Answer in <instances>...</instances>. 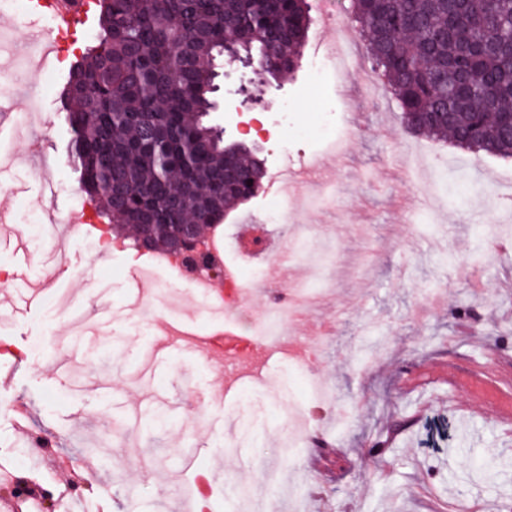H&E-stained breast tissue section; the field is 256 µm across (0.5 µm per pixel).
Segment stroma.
I'll list each match as a JSON object with an SVG mask.
<instances>
[{
	"label": "stroma",
	"instance_id": "stroma-1",
	"mask_svg": "<svg viewBox=\"0 0 512 512\" xmlns=\"http://www.w3.org/2000/svg\"><path fill=\"white\" fill-rule=\"evenodd\" d=\"M320 37L312 24L300 68L271 86L265 112L289 110L288 132L271 130L255 147L266 173L278 164L273 147L288 142V162L321 158L318 181L288 202V214L266 208L276 190L259 193L223 224L224 261L247 272L251 309L266 307L269 251H288V285L311 289L313 304L294 325L297 342L329 328L330 337L308 374H288L270 364L253 390L260 446L225 447L235 422V398L225 397L217 370L195 356L166 349L156 322L222 329L228 315L209 311L190 284L176 297L163 287L169 273L154 267L136 275L133 258L92 254L82 237L57 249L51 237L17 239L14 228L33 213L81 214L73 196L78 173L66 157L69 135L63 90L70 62L60 68L26 63L19 71L10 120L0 131V257L9 282L0 305L16 289L38 292L66 278L51 301L25 315L0 317V474L32 477L56 488L58 470L31 454L24 432L53 438L72 462L85 461L75 433L109 434L145 402L166 416L167 427L143 422L128 444L97 449L81 493L83 512H126L127 497L139 512H160L163 501L204 479L212 512L224 498L223 476L235 474L264 492L265 471L276 469L283 487L298 498L278 499V512H502L512 507V160L462 150L405 130L387 95L358 82L315 79L310 59ZM51 112L52 127L34 121ZM359 113L348 124V113ZM45 156L55 193L35 177ZM65 166H56L57 158ZM473 186L466 204L453 198L456 175ZM263 240L255 255L242 254L243 224ZM483 248L475 250L474 236ZM146 300L154 316L139 313ZM101 310L106 319L91 330L75 329L82 314ZM53 326L63 376L35 375L46 358L32 351ZM319 380L326 400L309 389ZM27 399L31 418L14 411ZM309 411L325 447L283 452L295 407ZM448 413L451 439L441 452L423 453L420 412ZM188 448L200 449L195 470L177 467Z\"/></svg>",
	"mask_w": 512,
	"mask_h": 512
}]
</instances>
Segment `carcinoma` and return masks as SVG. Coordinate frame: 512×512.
Wrapping results in <instances>:
<instances>
[{"instance_id": "cac0c4a2", "label": "carcinoma", "mask_w": 512, "mask_h": 512, "mask_svg": "<svg viewBox=\"0 0 512 512\" xmlns=\"http://www.w3.org/2000/svg\"><path fill=\"white\" fill-rule=\"evenodd\" d=\"M95 45L73 68L89 90L67 95L81 189L125 230L205 214L222 224L255 195L264 170L224 144L214 63L232 33L262 63L258 84L294 72L310 0H98ZM373 69L412 134L512 158V0H350Z\"/></svg>"}]
</instances>
